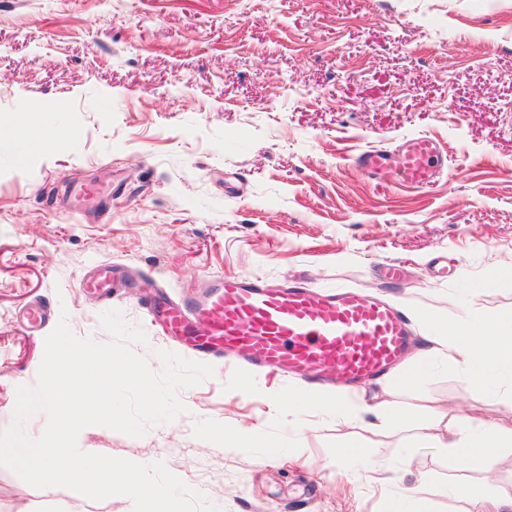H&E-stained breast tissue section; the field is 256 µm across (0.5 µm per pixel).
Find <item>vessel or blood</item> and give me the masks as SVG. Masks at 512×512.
<instances>
[{"instance_id":"obj_1","label":"vessel or blood","mask_w":512,"mask_h":512,"mask_svg":"<svg viewBox=\"0 0 512 512\" xmlns=\"http://www.w3.org/2000/svg\"><path fill=\"white\" fill-rule=\"evenodd\" d=\"M357 162L379 181L397 171L410 187L434 182L442 169L438 144L426 135L394 151L367 149ZM74 195L81 205L105 207L112 186L83 184ZM163 314L168 332L188 337L205 356L235 353L254 368L318 390L388 376L412 343L405 314L386 300L359 291H314L296 282L276 287L252 274L212 278L207 291L186 293Z\"/></svg>"}]
</instances>
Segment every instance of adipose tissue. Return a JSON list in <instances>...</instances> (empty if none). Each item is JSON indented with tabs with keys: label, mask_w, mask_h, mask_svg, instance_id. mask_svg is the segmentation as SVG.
<instances>
[{
	"label": "adipose tissue",
	"mask_w": 512,
	"mask_h": 512,
	"mask_svg": "<svg viewBox=\"0 0 512 512\" xmlns=\"http://www.w3.org/2000/svg\"><path fill=\"white\" fill-rule=\"evenodd\" d=\"M426 340L427 347L415 357L417 368L411 383H419L430 362L439 358L463 376L473 397L481 399L489 391H498L500 404L512 413V313L480 319L462 310L448 329L434 331ZM273 405L292 414L315 406L334 413L340 425L363 414L372 415L377 428L402 434L409 449L404 457L408 464L413 461L412 449L429 446L443 449L456 464L476 460L490 469L498 465L502 448L512 446V424L502 420L445 415L429 425H414L405 416L390 412L385 403H352L337 394L294 397L285 403L277 399Z\"/></svg>",
	"instance_id": "adipose-tissue-1"
}]
</instances>
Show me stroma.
Here are the masks:
<instances>
[{
  "mask_svg": "<svg viewBox=\"0 0 512 512\" xmlns=\"http://www.w3.org/2000/svg\"><path fill=\"white\" fill-rule=\"evenodd\" d=\"M34 109L52 120L33 128L47 151L19 159L0 128V429L60 318L106 343L98 316L117 309L145 331L134 350L153 370L159 350L188 356L146 312L155 288L179 299L251 273L381 294L443 327L459 301L477 317L512 312V288H478L512 265V0H0V115ZM420 135L447 161L426 188L355 162ZM78 181L111 183L108 213L73 211L64 192ZM96 265L115 272L110 295L81 286ZM42 302L51 316L31 329ZM304 390L218 363L180 391L187 413L141 438L90 426L78 445L163 462L221 512H385L386 495L418 479L410 512H465L444 493L454 483L512 494V447L490 473L416 448L407 474L399 435L368 417L272 410ZM383 399L415 422L504 414L473 403L441 361ZM238 432L243 447H225ZM376 448L386 455L372 465ZM0 512L133 502L37 489L0 467Z\"/></svg>",
  "mask_w": 512,
  "mask_h": 512,
  "instance_id": "35a3bbf8",
  "label": "stroma"
}]
</instances>
